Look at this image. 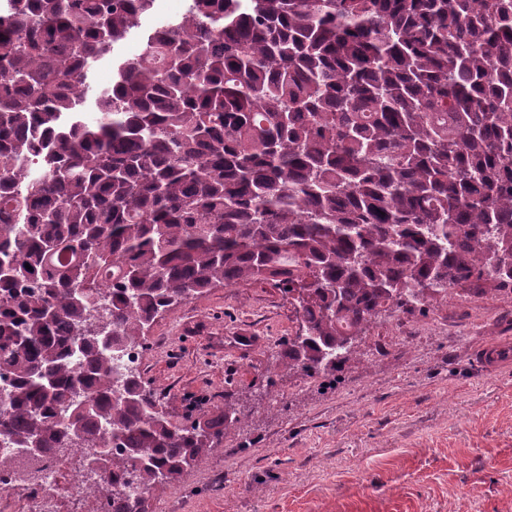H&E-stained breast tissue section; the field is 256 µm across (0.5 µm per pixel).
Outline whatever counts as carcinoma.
I'll return each mask as SVG.
<instances>
[{
	"mask_svg": "<svg viewBox=\"0 0 512 512\" xmlns=\"http://www.w3.org/2000/svg\"><path fill=\"white\" fill-rule=\"evenodd\" d=\"M154 4L0 0V439L119 443L94 469L142 492L88 486L112 512L240 422H174L114 371L175 304L280 289L302 333L275 367L314 376L392 310L512 294V0H187L87 118L90 72Z\"/></svg>",
	"mask_w": 512,
	"mask_h": 512,
	"instance_id": "cac0c4a2",
	"label": "carcinoma"
}]
</instances>
